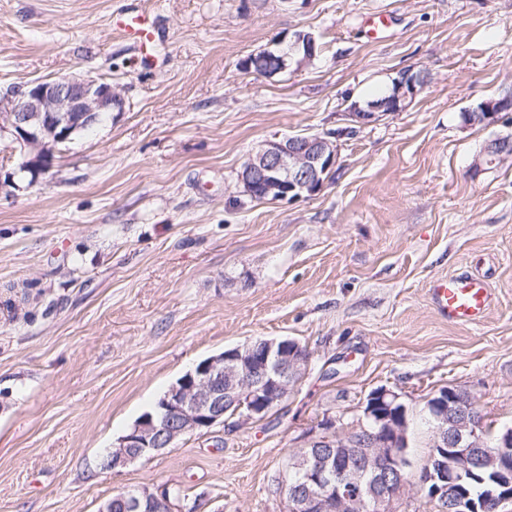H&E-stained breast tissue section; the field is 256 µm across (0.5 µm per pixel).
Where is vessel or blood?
I'll return each instance as SVG.
<instances>
[{
  "instance_id": "obj_1",
  "label": "vessel or blood",
  "mask_w": 512,
  "mask_h": 512,
  "mask_svg": "<svg viewBox=\"0 0 512 512\" xmlns=\"http://www.w3.org/2000/svg\"><path fill=\"white\" fill-rule=\"evenodd\" d=\"M116 26L128 41L142 47L154 41L158 33L154 22L142 13L123 15ZM427 294L437 315L458 325L480 324L492 303L487 282L467 273L434 279Z\"/></svg>"
}]
</instances>
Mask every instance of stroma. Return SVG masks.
I'll return each instance as SVG.
<instances>
[{
	"label": "stroma",
	"instance_id": "stroma-1",
	"mask_svg": "<svg viewBox=\"0 0 512 512\" xmlns=\"http://www.w3.org/2000/svg\"><path fill=\"white\" fill-rule=\"evenodd\" d=\"M128 11L156 19L152 63L112 27ZM374 14L392 20L375 38ZM297 31L313 61L245 69ZM407 69L429 81L406 109L353 129L350 104ZM73 75L107 78L125 109L61 147L52 178L16 175L0 134V512H100L159 485L205 512H286L289 455L325 421L346 433L378 387L408 409L416 468L442 388L467 390L487 432L512 427V158L470 170L512 117L463 121L512 93V0H0V89ZM329 131L321 192L239 194L251 149ZM460 273L493 292L481 325L427 300ZM258 338L310 354L283 402L103 469L183 375Z\"/></svg>",
	"mask_w": 512,
	"mask_h": 512
}]
</instances>
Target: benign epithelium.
I'll return each instance as SVG.
<instances>
[{
    "label": "benign epithelium",
    "mask_w": 512,
    "mask_h": 512,
    "mask_svg": "<svg viewBox=\"0 0 512 512\" xmlns=\"http://www.w3.org/2000/svg\"><path fill=\"white\" fill-rule=\"evenodd\" d=\"M297 64L314 59L317 41L312 33H298L288 41ZM427 83L420 72H403L394 80L391 94L379 105L355 103L349 116L362 127L380 117V111L401 112ZM124 101L112 83L100 78L71 77L35 80L0 92V133L8 132L20 149L18 170L31 174V182L53 176L54 152L97 125L105 112L123 111ZM487 124L512 112L507 95L480 104ZM336 133L294 135L267 140L252 150L237 175V184L246 196L292 201L319 192L323 175L338 161ZM499 160L512 157V137L488 143L473 163V171H484V157ZM309 366L301 346L294 340H264L226 350L201 361L172 386L160 401L161 414H144L119 440L120 450L107 454V469L117 470L141 457L173 447L184 435L207 431L227 422V409L245 421L260 418L281 403ZM477 404L462 388H450L427 401L434 419L432 446L441 459L434 467L419 471L414 483L402 472L411 467L401 449L407 422L406 406L400 396L383 388L372 391L365 401L357 425L346 435L326 431L311 435L303 447L312 456L308 480L321 487L302 497L305 512H324L327 502L349 500L352 478L369 470L373 482L369 495L377 506L390 512L391 505L411 489L435 502L445 512H504L512 504V427L500 431L498 454L484 455L483 430L477 421ZM487 462L494 467L491 482L495 489L481 500L463 493L464 475L471 465ZM180 500L170 499L168 487H144L124 504L125 512H180Z\"/></svg>",
    "instance_id": "7a95c632"
}]
</instances>
